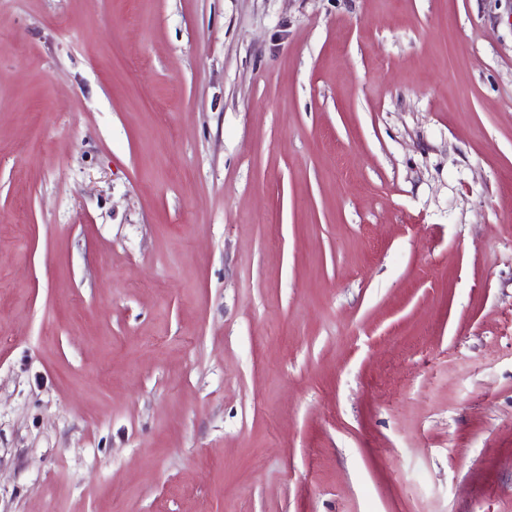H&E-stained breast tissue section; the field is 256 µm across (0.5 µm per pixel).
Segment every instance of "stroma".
Segmentation results:
<instances>
[{
    "mask_svg": "<svg viewBox=\"0 0 512 512\" xmlns=\"http://www.w3.org/2000/svg\"><path fill=\"white\" fill-rule=\"evenodd\" d=\"M0 512H512V0H0Z\"/></svg>",
    "mask_w": 512,
    "mask_h": 512,
    "instance_id": "stroma-1",
    "label": "stroma"
}]
</instances>
